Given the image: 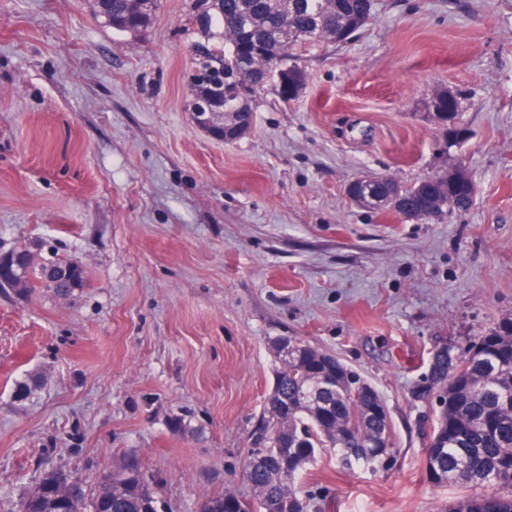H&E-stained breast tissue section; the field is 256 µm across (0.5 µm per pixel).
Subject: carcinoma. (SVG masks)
<instances>
[{
  "mask_svg": "<svg viewBox=\"0 0 512 512\" xmlns=\"http://www.w3.org/2000/svg\"><path fill=\"white\" fill-rule=\"evenodd\" d=\"M160 0H100L95 15L100 23L121 33H135L147 26ZM207 23L200 25L201 14ZM374 17V0H222L221 9H210L209 0H190L187 31L199 36L189 41L193 68L187 85L189 112H208L224 98L226 71L247 60L251 79L261 90L274 66L289 69L304 82L303 58L314 48L342 46ZM428 111L451 112L457 121L458 98L442 90L428 98ZM464 171L446 168L439 180L445 213L467 210L473 196L456 191L448 179ZM431 206V195L419 183L401 187L400 201L386 210L409 214ZM13 288L31 290L43 283L60 295L85 285L84 267L78 262L50 263L36 269L27 249L9 252ZM512 344V319L504 321L469 342L466 350L444 347L429 358V390L448 405L433 412L426 471L435 487L468 485L475 492L449 512H512V360L501 356V342ZM279 361L278 387L268 397L261 415L259 436L250 440L244 471L253 489V500L226 492L202 503L200 512H308L299 494L298 481L306 465L321 448L333 451L336 463L346 469L380 467L369 442L389 429L387 412L375 388L354 386L352 369L330 371L319 350L298 343L293 360ZM462 433L444 441L440 434L448 423ZM143 475L138 458L126 456L97 477V488L87 496L84 483L70 494L54 483L47 470L38 490L20 504L19 512H162L161 502L149 485L133 476Z\"/></svg>",
  "mask_w": 512,
  "mask_h": 512,
  "instance_id": "cac0c4a2",
  "label": "carcinoma"
}]
</instances>
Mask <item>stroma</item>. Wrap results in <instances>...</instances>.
<instances>
[{"instance_id": "35a3bbf8", "label": "stroma", "mask_w": 512, "mask_h": 512, "mask_svg": "<svg viewBox=\"0 0 512 512\" xmlns=\"http://www.w3.org/2000/svg\"><path fill=\"white\" fill-rule=\"evenodd\" d=\"M187 9L160 0L124 34L94 0H0V254L86 272L66 297L0 292V512L40 460L92 494L126 454L164 512L252 498L244 457L283 336L357 371L394 431L388 468L308 466L309 512H440L469 489L431 484L411 391L433 350L512 317V0H377L351 44L305 57L295 100L257 93L234 142L186 109ZM440 90L463 142L426 115ZM446 165L475 197L441 221L346 194ZM28 375L41 386L18 399ZM180 415L191 431L171 434Z\"/></svg>"}]
</instances>
